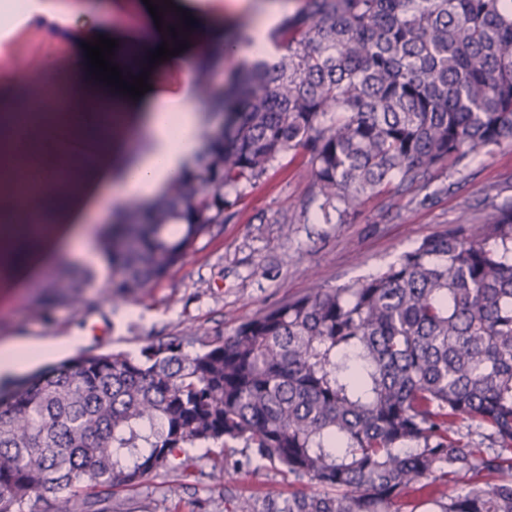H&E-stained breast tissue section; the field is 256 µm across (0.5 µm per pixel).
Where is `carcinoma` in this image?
Instances as JSON below:
<instances>
[{
	"label": "carcinoma",
	"mask_w": 512,
	"mask_h": 512,
	"mask_svg": "<svg viewBox=\"0 0 512 512\" xmlns=\"http://www.w3.org/2000/svg\"><path fill=\"white\" fill-rule=\"evenodd\" d=\"M276 61L239 62L200 169L126 223L104 249L119 295L163 279L219 234L242 189L304 152L308 197L339 216L365 196L413 193L434 168L512 141V0H305L269 34ZM112 125L97 132L90 173ZM396 262L338 288H312L202 343L184 337L84 352L0 390V512H59L83 487H131L198 443L239 441L308 478L281 512H512V201L490 203ZM41 200L6 224H35ZM0 233L21 265L39 242ZM33 304L82 314L81 281L53 277ZM468 421L492 447L459 430Z\"/></svg>",
	"instance_id": "carcinoma-1"
}]
</instances>
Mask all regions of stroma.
Masks as SVG:
<instances>
[{"label":"stroma","instance_id":"stroma-1","mask_svg":"<svg viewBox=\"0 0 512 512\" xmlns=\"http://www.w3.org/2000/svg\"><path fill=\"white\" fill-rule=\"evenodd\" d=\"M313 171L304 155L283 157L247 186L221 233L199 241L167 277L118 304L104 300L111 267L91 272L84 294L97 309L87 316L55 307L48 319L29 304L43 273L19 270L0 279V341L83 339L82 350L139 355L149 344L204 326L210 339L235 333L240 324L313 285L336 288L395 261L424 238L460 217L489 213L492 196L512 199V145L481 150L463 172L431 171L415 195L393 190L366 196L360 209L337 216L305 190ZM189 472L161 469L131 487L87 489L74 500L79 512H236L249 501L254 512H276L308 479L257 459L240 442L188 449Z\"/></svg>","mask_w":512,"mask_h":512}]
</instances>
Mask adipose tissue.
<instances>
[{
	"label": "adipose tissue",
	"mask_w": 512,
	"mask_h": 512,
	"mask_svg": "<svg viewBox=\"0 0 512 512\" xmlns=\"http://www.w3.org/2000/svg\"><path fill=\"white\" fill-rule=\"evenodd\" d=\"M172 2V7L164 9L161 20L157 21L143 0H137L133 5L128 0H99V10L116 14L136 7L140 14L139 25L107 21L71 37V62L79 71L90 67L84 43L101 35L117 40L122 49L131 45H147L155 49L166 43L177 50L175 56L150 65L149 89L132 101L136 118L131 128L138 135L140 149L134 153L124 148L115 149L92 178H83L78 172L73 175L74 182L81 186V194L78 202L67 212L69 228L61 241V248L74 254L80 265L98 267L103 263L90 223L103 208L105 200H112L117 207L130 199L155 200L164 195L175 181L188 178L195 168L203 144L201 132L206 116L199 105L196 85L190 74L200 59L220 57L223 50L222 22L219 14L211 12L208 0ZM226 7L247 17L243 34L247 39L249 57L274 59L278 49L268 41L266 33L287 12L286 0H228ZM23 11L64 24L69 23L72 14L68 0H0V20H17ZM184 11L197 18L208 17L213 30L210 42L201 47L191 44L180 48L169 27L179 20ZM176 71L183 72L184 77L174 84L168 76ZM80 342L77 336L70 337L63 344L21 337L2 341L0 380L11 381L33 366L55 358L62 347L73 348Z\"/></svg>",
	"instance_id": "obj_1"
}]
</instances>
